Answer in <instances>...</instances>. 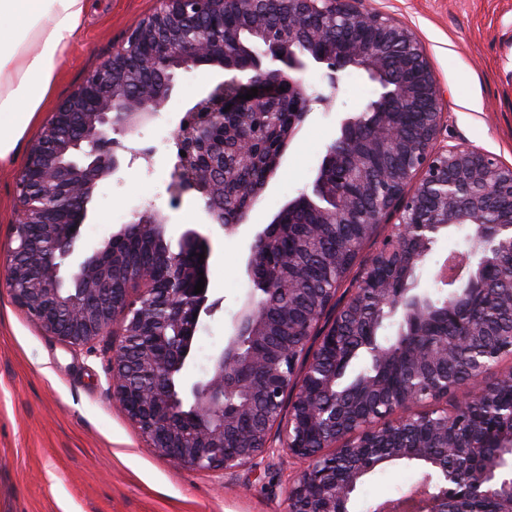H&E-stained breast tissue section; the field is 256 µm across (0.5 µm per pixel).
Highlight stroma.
<instances>
[{
  "instance_id": "stroma-1",
  "label": "stroma",
  "mask_w": 512,
  "mask_h": 512,
  "mask_svg": "<svg viewBox=\"0 0 512 512\" xmlns=\"http://www.w3.org/2000/svg\"><path fill=\"white\" fill-rule=\"evenodd\" d=\"M161 6V0H94L57 81L59 102L85 74L117 51L127 30ZM408 27L445 91L440 141L466 143L512 166V0H363ZM325 68L309 63L305 81L327 96L290 140L285 158L245 223L226 231L205 223L204 204L185 196L171 206L165 181L168 141L193 100L229 74L202 66L179 72L169 101L156 117L125 136L129 147L150 148V160L122 163L102 181L80 228L76 258H84L133 214L153 208L168 215L166 239L178 246L196 229L207 235L209 296L218 307L203 317L196 346L209 358L222 351L249 292L245 259L256 231L301 192H308L340 120L377 98L378 83L364 70L339 75L330 90ZM50 118L42 112L14 158L0 163V257L14 247L15 180L30 144ZM461 231L440 233L420 267L418 292L433 291V275L450 249L464 246ZM111 337L93 350L75 349L42 330L0 287V512H285L288 482L298 470L287 455L259 459L234 473L199 471L169 461L151 448L115 404L108 385ZM418 466L397 462L376 468L360 484L359 512L414 489Z\"/></svg>"
}]
</instances>
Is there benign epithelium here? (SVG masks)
Wrapping results in <instances>:
<instances>
[{"label": "benign epithelium", "mask_w": 512, "mask_h": 512, "mask_svg": "<svg viewBox=\"0 0 512 512\" xmlns=\"http://www.w3.org/2000/svg\"><path fill=\"white\" fill-rule=\"evenodd\" d=\"M233 3L256 20L266 15L258 4L288 5L276 13L277 29L263 32L264 42L249 48L239 38H224V3ZM360 0H162V6L143 25L128 31L121 48L87 73L78 86L56 105L38 139L27 152L15 182L18 218L17 245L4 263L5 281L16 304L46 332L75 348H91L102 336H112L121 320L119 341L112 344L110 386L121 411L161 456L198 470L233 473L254 466L265 453L286 452L304 463L288 484L287 512H348L347 505L363 478L376 467L396 460L413 462L429 473L438 491L422 492L418 512H469L467 495L512 496V480L499 477V459L483 457L479 468L461 471L448 467L446 455L457 445H445L440 458L411 448L396 456V429L414 416L406 414L425 401H448L453 389L417 387L392 405L384 419L370 421L368 407L333 396L317 400L321 391L336 388V378L348 360L343 351L347 314L359 295L370 289L379 307L425 327L428 314H419L400 288L401 266L407 258L423 265L433 235L441 224L478 222L481 207L506 200V219L485 224L482 236L491 239L502 231L512 235V169L468 145L440 144L443 91L409 28L359 7ZM200 26L202 38L187 40L184 32ZM374 26L377 36L365 43L340 36ZM336 33V51L315 58L327 67L331 87L337 73L358 67L376 82L389 70L393 86L382 88L379 102L370 109L367 125L373 135L395 151L409 153L407 181L412 192L394 187L390 171L374 179L376 207L372 222L385 224L397 216L379 252L364 266L358 287L345 305L333 310L330 323L310 332L315 346L301 357L288 343L266 351L240 354L237 339L248 328L265 329L261 305L251 295L243 303L228 345L215 357L212 373L192 384L190 394L175 387L172 376L185 367L188 347L200 316L209 315L218 302H208V289L194 293L200 276H209L211 250L208 236L187 231L173 251L165 239L167 219L155 210L134 216L92 255L69 269L79 230L88 217L95 188L120 168V155L147 158L150 152L124 145V135L161 111L174 86L176 72L218 65L237 72L234 57L246 51L251 66L240 76L212 86L196 101L207 100L204 122L193 135L174 137V159L169 173L182 166L201 167L206 179H224V137L217 134L224 112L259 109L274 112L285 105L280 88L306 94L303 55L291 44L305 34L319 38ZM174 69L166 85L130 98L113 90L115 78L128 72L148 74L159 65ZM258 88L257 96L243 95ZM402 112H423L431 122L413 138L403 141L398 124ZM232 157L244 166L253 159L252 144L240 141ZM335 149L325 155L314 182L325 192L331 223L346 221L354 201L345 188V175ZM150 237L160 244L156 258L163 276L142 271L134 280L112 278L115 244L130 237ZM204 257H199V254ZM397 255L399 262L384 282L374 279L382 256ZM455 340L443 336L432 344H412L421 361L448 358ZM290 395L287 419H270L258 412L253 396L280 404Z\"/></svg>", "instance_id": "benign-epithelium-1"}]
</instances>
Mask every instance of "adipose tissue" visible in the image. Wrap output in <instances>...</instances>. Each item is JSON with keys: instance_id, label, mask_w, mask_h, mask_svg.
I'll list each match as a JSON object with an SVG mask.
<instances>
[{"instance_id": "1", "label": "adipose tissue", "mask_w": 512, "mask_h": 512, "mask_svg": "<svg viewBox=\"0 0 512 512\" xmlns=\"http://www.w3.org/2000/svg\"><path fill=\"white\" fill-rule=\"evenodd\" d=\"M90 0H0V162L44 108Z\"/></svg>"}]
</instances>
